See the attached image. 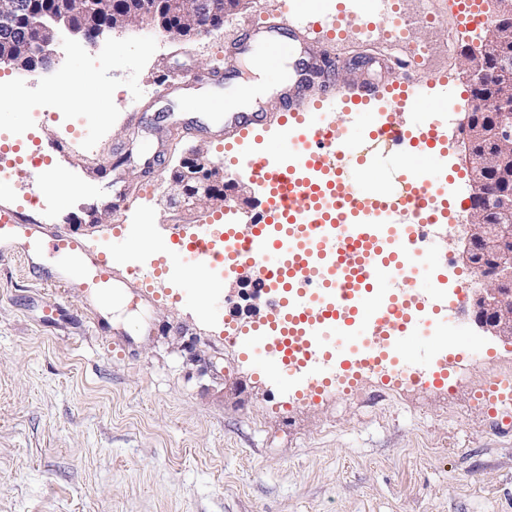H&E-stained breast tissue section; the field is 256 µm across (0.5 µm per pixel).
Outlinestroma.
Masks as SVG:
<instances>
[{
  "label": "stroma",
  "instance_id": "1",
  "mask_svg": "<svg viewBox=\"0 0 512 512\" xmlns=\"http://www.w3.org/2000/svg\"><path fill=\"white\" fill-rule=\"evenodd\" d=\"M415 24L413 42L428 49L415 78L454 87L447 155L435 178L453 177L452 196L471 193L461 160L460 122L473 101L460 52L480 31L461 32L448 0H396ZM333 14L340 0H252L219 30L188 39L163 35L150 20L104 32L97 47L62 37L46 70L1 69L10 79L16 117L53 113L50 132L72 139L96 184L140 193L135 214L105 211L78 226L100 245L111 226L128 239L117 270L149 266L169 242L172 225L195 231L212 208L179 207L168 184L181 159L202 155L228 167L223 144L178 135L181 98L154 101L168 76L190 74L200 105L216 97L213 69H234L235 82L263 69L260 57L230 55L246 31L281 21L290 10ZM357 14L367 33L328 44L299 38L302 57H321L306 99L326 79L345 97L368 81L402 79L406 48L385 44V14ZM80 82L79 97L61 105L59 75ZM96 128L86 144L80 133ZM461 233L448 224L433 253L419 260L425 276L456 278ZM262 268L227 280L203 276L184 290L183 269L154 279L155 300L86 311L78 278L33 276L26 257L0 260V512H512V405L489 411L480 400L512 342L485 333L464 298L454 331L426 341L447 354L448 386L438 390L393 375L367 373L343 389L313 393L264 372L250 352L251 324L270 310L255 293ZM223 289V308L212 306Z\"/></svg>",
  "mask_w": 512,
  "mask_h": 512
}]
</instances>
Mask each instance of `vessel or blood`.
<instances>
[{
  "label": "vessel or blood",
  "instance_id": "1",
  "mask_svg": "<svg viewBox=\"0 0 512 512\" xmlns=\"http://www.w3.org/2000/svg\"><path fill=\"white\" fill-rule=\"evenodd\" d=\"M353 17L346 10L297 25L332 37ZM256 49L280 84H298L288 68L291 42L271 31L260 36ZM428 99L434 106L426 120L403 123V113L422 110ZM388 103L389 111L376 112L370 96L353 101L333 89L304 106L292 98L269 134L259 114L238 111L230 102H223L213 127L200 121L194 100L185 103L189 120L182 132L215 134L235 151V171L249 173L263 191L262 221L247 234L250 250L240 251L232 240L226 255L240 265H262L273 285L290 284L278 299L287 318L270 322L287 332L272 368L288 377L312 373L320 388L350 384L369 369L377 343L417 336L429 325L411 317L392 290L399 285L397 273L409 270V256L431 249L437 181L410 167L400 169L397 179L408 193L403 204L388 206L368 178L377 157L359 147L370 140L384 147L415 140L435 148L443 138L448 92L430 97L417 82L402 80L389 89ZM340 109L341 126L334 121ZM73 161L70 141L49 135L44 120L16 122L9 109L0 110V259L19 253L31 261L51 252L60 259L59 278L75 271L86 294L107 302L117 286L112 263L125 250L126 238L113 230L110 246L96 252L67 232L77 218L66 213L63 197L50 183L58 179L59 165ZM176 257L192 264L185 282L195 283L196 265L215 261L209 231L200 230ZM484 397L492 409L511 403L512 379H493Z\"/></svg>",
  "mask_w": 512,
  "mask_h": 512
}]
</instances>
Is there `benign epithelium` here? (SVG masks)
Returning <instances> with one entry per match:
<instances>
[{
	"label": "benign epithelium",
	"mask_w": 512,
	"mask_h": 512,
	"mask_svg": "<svg viewBox=\"0 0 512 512\" xmlns=\"http://www.w3.org/2000/svg\"><path fill=\"white\" fill-rule=\"evenodd\" d=\"M123 1L129 9H113L112 23L107 25L110 30L139 23L145 15H156L164 24V32L184 37L197 34V21L210 12V0H117ZM495 10L496 22L482 36L500 47L494 61L468 48L461 53L474 90L481 88L489 67H494L498 108L491 113L490 125L473 112L466 113L460 125L473 207L459 258L480 274L482 287L472 305L476 323L485 332L512 341V190L483 193L491 176L512 185V0H495ZM61 29L90 44L102 33L100 28L75 24L70 13L55 14L34 40L14 29L0 30V44L8 47L0 54V62L31 72L47 68L55 60L54 45ZM230 191L245 195L248 186L230 180L219 167L207 165L198 157L184 159L170 183L172 199L191 206H223Z\"/></svg>",
	"instance_id": "7a95c632"
}]
</instances>
